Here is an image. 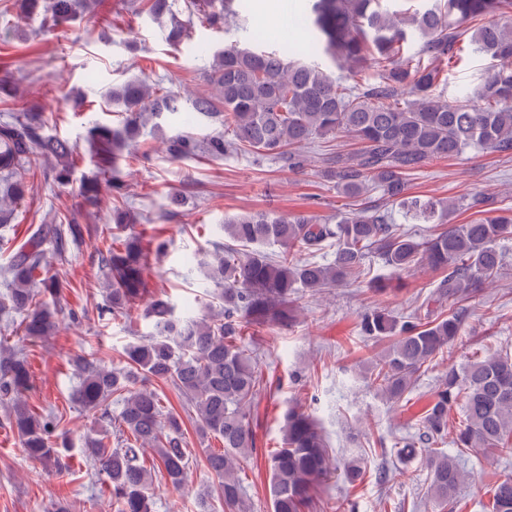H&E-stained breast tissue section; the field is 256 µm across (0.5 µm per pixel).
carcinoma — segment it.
Masks as SVG:
<instances>
[{
	"label": "carcinoma",
	"mask_w": 512,
	"mask_h": 512,
	"mask_svg": "<svg viewBox=\"0 0 512 512\" xmlns=\"http://www.w3.org/2000/svg\"><path fill=\"white\" fill-rule=\"evenodd\" d=\"M20 2L18 22L42 12L56 23H68L92 7V0ZM138 2L155 19L170 17L165 39L172 45L186 39L195 17L218 28L239 16L234 0H186L184 20L173 10L175 0ZM407 3L408 8L393 13L383 0H313L317 45L330 59L339 55L350 63L351 86L316 61H291L278 50L230 46L213 53L209 80L217 96L198 95L183 102L169 90L131 80L112 88L121 123L95 122L88 128L97 172L81 180L80 197L96 204L101 179L112 192V243L106 249V307L101 312L115 317L132 319L147 290L152 258L167 250V242L146 241L128 224L131 194L119 170L124 144L165 112H195L220 126L203 141L179 132L167 139V154L179 160L199 154L221 158L244 148L258 159L286 158L288 168L296 171L306 165L301 147L330 134L349 133L360 148L329 156L322 177L348 198L375 191L386 203L346 211L334 223L308 214L227 216L220 228L228 242H211L212 249L198 262L214 288L204 314L181 315L160 296L143 311L149 334L125 348L126 366L72 358L78 377L73 402L101 421L83 455L90 472L105 477L118 512H152L153 475L144 460L148 451L173 488L187 485L191 461L184 422L178 414H165L156 383L178 392L183 412L200 436L222 443L206 449L205 458L218 480L224 512H249L240 474L255 451L252 409L264 379L246 345L245 329L293 325L306 293L336 288L365 273L372 253L398 275L420 265L439 271V312L417 310L399 323L376 308L359 321L362 335L388 342L371 360L369 381L383 399L398 403L462 335L471 294L497 279L501 244L512 239V214L489 209L478 221L455 224L458 211L484 207L488 199L474 196L444 203L414 196L407 175L435 159L459 157L472 149L512 153V0ZM465 44L489 58L493 69L475 88L461 90L448 101L437 95L442 71L460 59ZM368 67L379 69V83L355 81ZM47 129L44 113L29 110L0 123V213L5 218L25 200L24 173L43 167L54 183L72 182L77 151ZM391 206L406 223L433 224L436 230L421 235L397 227ZM82 238L75 216L65 215L33 232L4 269L8 284L0 294V314L20 315L26 339L46 340L58 328L59 312L43 300L62 288L48 274L46 241L55 242L60 256ZM267 246L277 252L266 251ZM327 247L335 248L334 259L314 260ZM31 388L26 352L0 346V406L6 424L30 459L60 471L70 451L67 439H59L54 412L39 413L24 400ZM114 400L116 414L110 411ZM454 407L462 421L450 439L448 414ZM281 431L278 447L268 454L271 512H306L335 470H342L350 484L362 479L359 459L331 463L312 414L289 409ZM449 442L460 453L479 448L487 456L512 455L508 350L449 369L423 408L418 432L397 449L400 462L417 461L426 471L435 512H453L456 494L466 482L459 457L443 449ZM490 512H512L511 476L493 487Z\"/></svg>",
	"instance_id": "cac0c4a2"
}]
</instances>
